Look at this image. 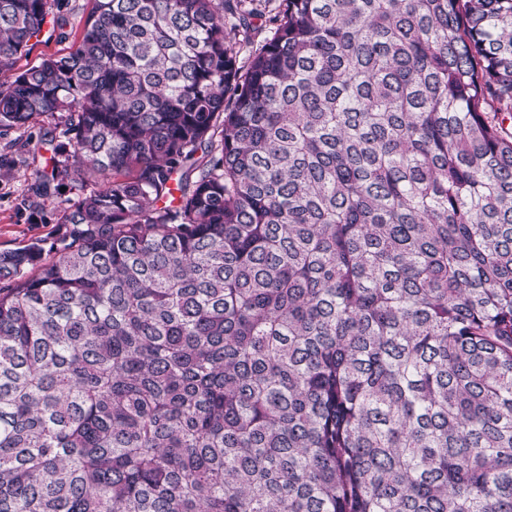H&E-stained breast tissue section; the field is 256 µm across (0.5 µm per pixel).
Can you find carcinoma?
<instances>
[{
  "instance_id": "cac0c4a2",
  "label": "carcinoma",
  "mask_w": 512,
  "mask_h": 512,
  "mask_svg": "<svg viewBox=\"0 0 512 512\" xmlns=\"http://www.w3.org/2000/svg\"><path fill=\"white\" fill-rule=\"evenodd\" d=\"M270 2L94 0L0 84L76 195L0 251V512H512V0ZM67 4L64 9L69 17V25L66 31L71 33L69 38L64 40L58 38V33L53 32L52 21L46 25L37 38L30 41L33 44L28 53L19 55L11 68L0 71V83L8 84L16 74L38 66L42 60L65 53L72 41L78 38L85 15L92 6L91 0H65Z\"/></svg>"
}]
</instances>
